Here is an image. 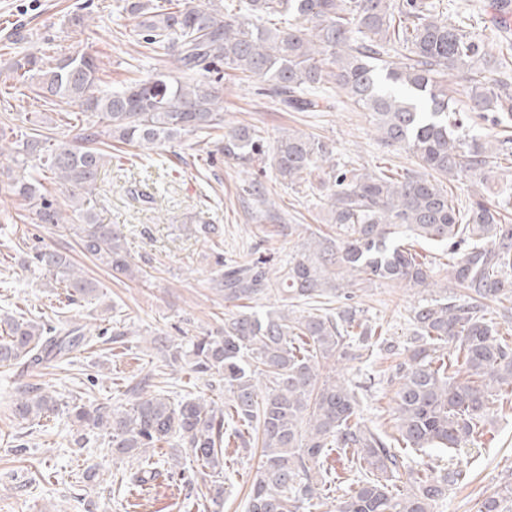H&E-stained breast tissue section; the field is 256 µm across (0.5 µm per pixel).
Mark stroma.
Returning a JSON list of instances; mask_svg holds the SVG:
<instances>
[{
	"instance_id": "stroma-1",
	"label": "stroma",
	"mask_w": 512,
	"mask_h": 512,
	"mask_svg": "<svg viewBox=\"0 0 512 512\" xmlns=\"http://www.w3.org/2000/svg\"><path fill=\"white\" fill-rule=\"evenodd\" d=\"M493 0H430L440 16L473 20V31L490 54L512 58V25L501 26ZM88 18L84 27L70 26L66 15ZM53 40L58 52H88L106 66L105 84L145 78L154 59L139 56L138 28L115 0H0V70L13 55L6 43L16 23ZM226 123L253 124L264 146L261 154L243 159L211 155L209 139L188 137L162 150H142L122 144L112 150L101 186L108 194L97 203L103 223L114 225L145 278H113L110 269L85 256L69 225L36 223L19 200L4 193L6 173L13 162L0 157V314L51 322L86 325L93 345L75 352L70 361L27 371L0 368V512H245L249 485L259 462L253 446L229 445L224 450L223 507L211 505L203 492L210 481L189 457L179 466L162 467L143 486L129 482L136 464L111 456L102 437L83 434L66 415L41 419L36 426L18 423L11 415L18 387L49 384L60 399L84 396L118 406L127 400L130 381L155 375L172 402L185 396L209 397L206 379L191 373L187 362L167 365L150 339L193 338L217 332L225 315L234 311L215 290L219 268L213 253L221 242L225 263L267 258L271 266L286 264L309 232L320 229L323 194L308 187L288 188L271 166L270 150L277 137L294 129L318 136L332 149L338 166L409 168L417 166L405 148L387 146L375 136L368 113L343 102L328 112H284L258 95L254 83L225 76ZM49 104L0 83V124L21 132L50 125ZM262 182L268 204L280 212L282 224L262 220L252 185ZM147 189L151 202L131 199L134 189ZM217 229L206 241L200 225ZM294 232H287V225ZM49 246L68 252L73 263L92 278L98 291L92 301L71 302L52 277L29 262ZM416 251L429 263L433 278L424 290L367 285L355 302L376 327L382 340L407 348L413 340L412 310L422 300L438 297L448 282V251L419 242ZM121 324L126 334L114 339L105 328ZM395 361L375 351L370 360L342 361L337 370L361 385V413L378 428L395 432ZM474 462L467 483L450 487L435 512H478L482 501L512 482V397L495 400L482 434L472 448ZM100 474L87 479V467Z\"/></svg>"
}]
</instances>
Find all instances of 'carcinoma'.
Instances as JSON below:
<instances>
[{"label": "carcinoma", "mask_w": 512, "mask_h": 512, "mask_svg": "<svg viewBox=\"0 0 512 512\" xmlns=\"http://www.w3.org/2000/svg\"><path fill=\"white\" fill-rule=\"evenodd\" d=\"M116 8L137 19L142 48L163 61L171 54L183 77L157 71L117 88L98 87L100 65L85 53L55 55L50 49L19 52L6 78L45 100L78 107L61 112L73 132L68 142L36 129L24 134L14 162L21 172L7 193L25 202L39 224L72 225L83 251L112 273L137 277L124 237L100 222L87 207L101 171L111 159L112 139L151 149L167 142L224 130L214 141L225 156L259 149L248 124H224V87L218 65L259 80L258 94L284 112H323L332 107L330 87L369 113L378 140L403 146L428 174L406 169L390 174L352 167L339 170L320 139L295 130L276 142L272 165L281 183L309 182L317 174L331 193L326 221L337 234L313 232L306 245L279 268L263 260L225 269L213 287L239 311L224 319V335L195 337L189 350L169 336L151 340L163 358L192 357V372L219 377L229 402L219 407L204 398L172 403L151 394V378L130 389V406L60 402L50 387L17 391L12 414L21 423L60 411L88 432L107 438L113 455L140 462L135 482L157 475L148 449L162 443L184 448L215 474L208 487L215 505L224 499V441L256 436L258 474L247 494L246 512H308L321 497L316 467L329 452L348 456L353 488L337 512H434L448 488L466 482L459 460L443 474L412 452L456 449L476 440L493 397L512 395V342L485 318L489 304L512 300V224L505 211L512 188L486 201L477 191L463 203L443 181L476 178L487 187L495 169L512 166V138L469 135L477 112L499 125L512 122V61L485 51L483 41L461 21L432 14L422 0H246L244 11L224 12L223 0L179 4L165 0H116ZM288 17V29L254 23L265 15ZM399 61L388 60L391 51ZM470 84L468 109L450 95L449 82ZM46 168L52 180L71 187L67 206L48 198L41 180L27 173ZM452 250L448 283L467 291L466 300L425 299L413 309L415 345L395 364L392 438L361 417L356 387L325 376L332 361L359 360L374 345L375 330L349 304L367 282L392 287L430 286L431 270L408 241ZM40 271L60 279L71 301L96 292L62 252L40 249ZM293 299L334 295L346 300L336 314L263 310L258 301L271 289ZM0 367H37L65 361L92 340L84 327L46 325L32 319L0 317ZM453 349V361L437 356ZM512 487L485 499L480 512H507Z\"/></svg>", "instance_id": "carcinoma-1"}]
</instances>
